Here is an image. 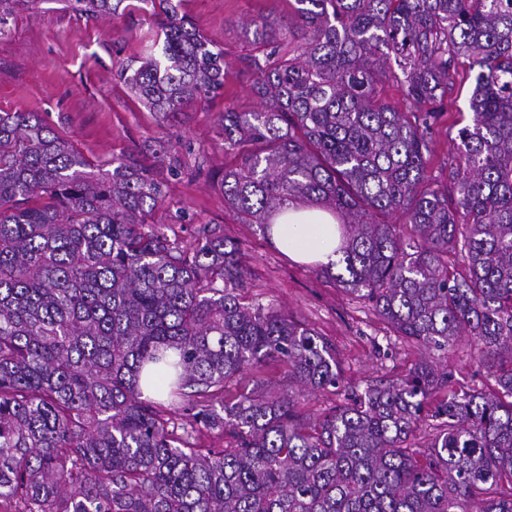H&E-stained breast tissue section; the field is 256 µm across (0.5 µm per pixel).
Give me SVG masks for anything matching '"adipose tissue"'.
<instances>
[{"mask_svg":"<svg viewBox=\"0 0 512 512\" xmlns=\"http://www.w3.org/2000/svg\"><path fill=\"white\" fill-rule=\"evenodd\" d=\"M275 245L289 256L309 263L335 262L341 244L334 217L315 206H291L271 227Z\"/></svg>","mask_w":512,"mask_h":512,"instance_id":"1","label":"adipose tissue"}]
</instances>
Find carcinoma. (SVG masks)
Instances as JSON below:
<instances>
[{"mask_svg":"<svg viewBox=\"0 0 512 512\" xmlns=\"http://www.w3.org/2000/svg\"><path fill=\"white\" fill-rule=\"evenodd\" d=\"M145 2L162 55L125 84L164 120L211 111L224 52L171 0ZM290 8L284 29L250 23L257 109L214 115L236 158L225 207L265 232L290 203L335 214L342 258L325 274L422 351L474 340L494 387L460 394L423 359L308 422L299 399L338 387L336 354L244 302L237 244L204 230L183 249L147 225L166 184L139 156L95 174L36 113L2 112L0 512H512V0ZM469 78L472 121L444 183L430 131ZM390 80L399 102L381 95ZM271 363L288 389L247 378ZM202 426L234 445L202 451Z\"/></svg>","mask_w":512,"mask_h":512,"instance_id":"carcinoma-1","label":"carcinoma"}]
</instances>
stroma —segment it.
I'll list each match as a JSON object with an SVG mask.
<instances>
[{"instance_id":"1","label":"stroma","mask_w":512,"mask_h":512,"mask_svg":"<svg viewBox=\"0 0 512 512\" xmlns=\"http://www.w3.org/2000/svg\"><path fill=\"white\" fill-rule=\"evenodd\" d=\"M182 10L224 51V95L214 101V110L256 109L252 72L245 62L251 52L247 24L258 16L287 18V0H184ZM155 31L153 16L136 9L133 0H123L113 17L75 12L65 0L8 5L0 27V113H40L94 165L129 153L148 160L158 144L171 146L181 168L168 175L166 200L152 211L149 224L188 250L203 229L224 233L237 243L248 269L243 296L288 313L336 351L340 385L300 403L298 410L307 421L363 392L372 380L396 382L407 376L421 351L406 341L387 339L385 325L367 301L320 274L317 265L281 253L258 225L235 223L220 188L228 159L212 112H189L179 124H170L144 108L119 80V67L152 52ZM471 90V84H464L450 112L432 128L430 166L440 178L448 176L459 128L470 121ZM429 357L447 371L456 390H485L494 384L471 340H459Z\"/></svg>"}]
</instances>
